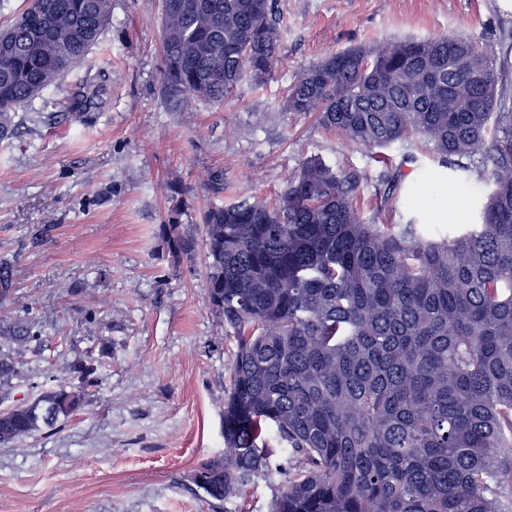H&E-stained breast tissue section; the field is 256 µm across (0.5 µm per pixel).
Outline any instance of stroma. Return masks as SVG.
I'll list each match as a JSON object with an SVG mask.
<instances>
[{
  "mask_svg": "<svg viewBox=\"0 0 512 512\" xmlns=\"http://www.w3.org/2000/svg\"><path fill=\"white\" fill-rule=\"evenodd\" d=\"M283 65L264 86L242 84L222 107L163 92L160 18L154 0H112V23L87 63L20 109L13 137L0 141V319L34 334L24 357L0 341L16 373L0 386V411L66 382L71 365H94L76 414L0 447V512H269L280 476L243 498L215 504L190 480L224 448V397L234 341L205 301L203 254L174 263L160 232L186 190L184 223L201 237L213 202L204 183L223 171L233 188L268 198L299 164L318 157L367 174L360 197L372 224L392 220L377 176L378 150L346 143L314 117L285 111L301 70L350 47L407 37H470L495 56L512 87V11L499 0H278ZM94 105L73 100L87 78ZM400 148L387 164L404 179L401 212L427 223L474 221L483 187L434 193L435 163Z\"/></svg>",
  "mask_w": 512,
  "mask_h": 512,
  "instance_id": "1",
  "label": "stroma"
}]
</instances>
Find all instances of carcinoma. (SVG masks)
Instances as JSON below:
<instances>
[{
    "label": "carcinoma",
    "mask_w": 512,
    "mask_h": 512,
    "mask_svg": "<svg viewBox=\"0 0 512 512\" xmlns=\"http://www.w3.org/2000/svg\"><path fill=\"white\" fill-rule=\"evenodd\" d=\"M162 76L221 107L282 64L276 0H160ZM112 0H25L0 27V139L16 112L84 63ZM287 109L356 146L481 164L489 192L461 234L368 224L367 174L303 161L278 199L237 194L200 215L206 299L235 352L224 450L191 480L215 502L285 473L270 512H512V92L475 40L442 34L336 53ZM178 200L173 260L197 241ZM60 383L0 412L9 447L81 409Z\"/></svg>",
    "instance_id": "obj_1"
}]
</instances>
